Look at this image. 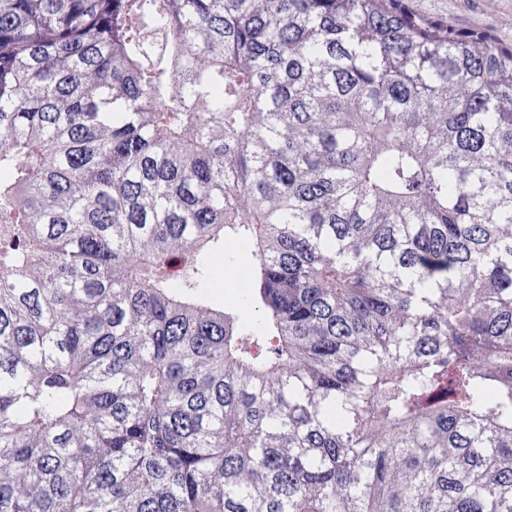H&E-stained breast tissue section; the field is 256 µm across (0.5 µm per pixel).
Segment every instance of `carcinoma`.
<instances>
[{"label": "carcinoma", "mask_w": 512, "mask_h": 512, "mask_svg": "<svg viewBox=\"0 0 512 512\" xmlns=\"http://www.w3.org/2000/svg\"><path fill=\"white\" fill-rule=\"evenodd\" d=\"M0 512H512V47L0 0ZM231 249L237 261L230 266H224V255H215L212 258L214 277L207 294L216 304L233 302L237 298L235 290L242 280L246 278L247 281L250 273L247 245L244 242H237L231 245Z\"/></svg>", "instance_id": "carcinoma-1"}]
</instances>
